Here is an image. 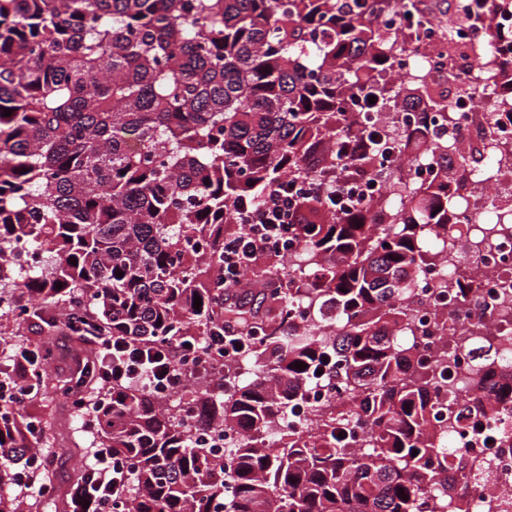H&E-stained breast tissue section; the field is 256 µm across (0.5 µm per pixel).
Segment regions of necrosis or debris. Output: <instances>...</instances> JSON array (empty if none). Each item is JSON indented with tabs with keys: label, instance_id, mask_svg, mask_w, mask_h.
<instances>
[{
	"label": "necrosis or debris",
	"instance_id": "4bbe7bcc",
	"mask_svg": "<svg viewBox=\"0 0 512 512\" xmlns=\"http://www.w3.org/2000/svg\"><path fill=\"white\" fill-rule=\"evenodd\" d=\"M482 40L475 29L446 31L432 23L407 73L440 82L453 72L492 92L497 85L493 61L470 54ZM452 106L456 145L466 148L487 139L512 143V125L491 128L478 100L456 96ZM469 180L472 190L460 205V221L449 226L443 258L424 274L411 309L423 359L432 361L445 346L451 350L444 370L448 403L430 414L447 424L451 446L467 451L471 512H512V404L477 417L459 414L481 369L495 364L512 373V292L501 290L503 282L512 283V223L497 205L512 195V184L490 165L474 168Z\"/></svg>",
	"mask_w": 512,
	"mask_h": 512
}]
</instances>
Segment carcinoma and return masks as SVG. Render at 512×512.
Returning a JSON list of instances; mask_svg holds the SVG:
<instances>
[{
    "label": "carcinoma",
    "mask_w": 512,
    "mask_h": 512,
    "mask_svg": "<svg viewBox=\"0 0 512 512\" xmlns=\"http://www.w3.org/2000/svg\"><path fill=\"white\" fill-rule=\"evenodd\" d=\"M418 2L0 0V259L39 260L0 266V286L26 298L24 319L66 304L149 344L205 342L226 314L256 332L247 373L231 361L214 384L191 374L185 399L166 407L133 387L99 383L86 396L72 377L52 391L45 346L12 343L29 350L13 375L28 406L71 403L73 447L90 433L127 464L118 512H439V496L471 474L428 417L444 401L441 374L410 336L409 298L442 256L469 190L464 174L502 150H468L448 166L453 108L403 77L420 35L406 42L402 29L380 22L385 14L427 26ZM505 15L512 0H472L457 22L486 30L482 56L493 43L512 46V26H492ZM359 102L376 113L419 110L386 130L353 110ZM508 104L512 57L500 63L489 123L512 122V111H500ZM389 142L431 161V179L386 169ZM329 171L388 180L392 196L344 214L326 195H301L302 253L248 269L266 284L273 316L258 322L217 301L211 284L224 271V235L245 230L238 209L258 205L285 174L317 180ZM273 281L281 287L267 288ZM327 302L339 333L321 322ZM300 306L304 326L293 315ZM319 370L363 397L343 440L326 410L313 411L307 435L286 430ZM506 403L512 381L464 410ZM184 405L244 438L214 457L196 447ZM35 422L22 406H0V512L54 506L42 495L20 504L13 496L18 473L54 487L48 451L31 470L42 439ZM85 475L83 466L72 478L73 512L95 510L82 495Z\"/></svg>",
    "instance_id": "obj_1"
}]
</instances>
